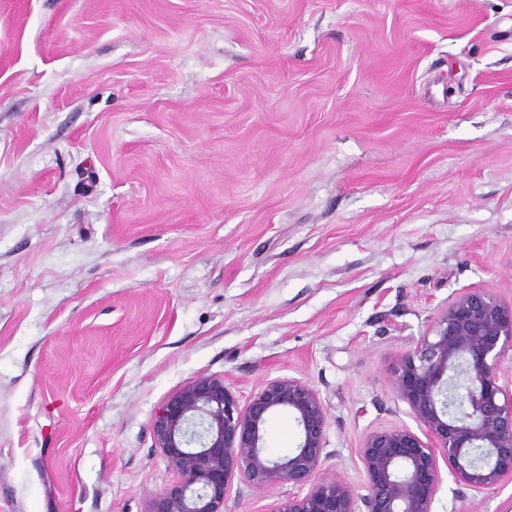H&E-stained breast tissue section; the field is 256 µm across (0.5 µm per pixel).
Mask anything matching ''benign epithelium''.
I'll return each mask as SVG.
<instances>
[{
    "instance_id": "benign-epithelium-1",
    "label": "benign epithelium",
    "mask_w": 512,
    "mask_h": 512,
    "mask_svg": "<svg viewBox=\"0 0 512 512\" xmlns=\"http://www.w3.org/2000/svg\"><path fill=\"white\" fill-rule=\"evenodd\" d=\"M508 350L512 301L468 288L440 306L416 347L390 368L394 397L421 433L393 426L366 434L358 451L363 494L322 475L329 421L310 384L277 378L242 406L224 379L198 377L171 393L152 421L155 447L177 479L147 512H224L235 480L304 491L272 512H431L441 460L469 489H494L512 480V388L502 383ZM278 410L294 416L301 438L293 452L272 458L263 427Z\"/></svg>"
}]
</instances>
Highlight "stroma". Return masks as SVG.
Here are the masks:
<instances>
[{"label":"stroma","mask_w":512,"mask_h":512,"mask_svg":"<svg viewBox=\"0 0 512 512\" xmlns=\"http://www.w3.org/2000/svg\"><path fill=\"white\" fill-rule=\"evenodd\" d=\"M512 300V0H0V512H147L166 397L307 381L326 476L390 368ZM299 429L274 412L270 455ZM296 489L232 484L226 512ZM447 465L431 512H503Z\"/></svg>","instance_id":"1"}]
</instances>
